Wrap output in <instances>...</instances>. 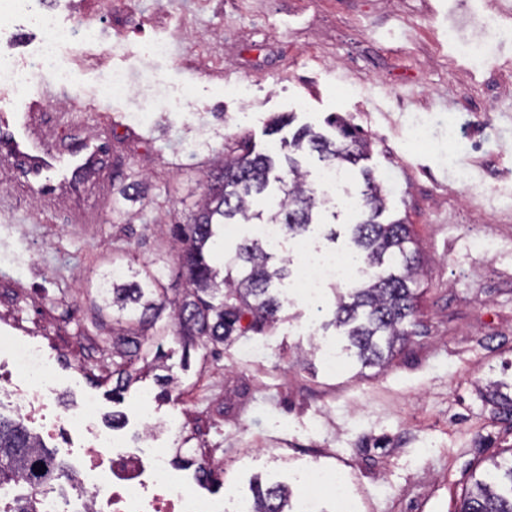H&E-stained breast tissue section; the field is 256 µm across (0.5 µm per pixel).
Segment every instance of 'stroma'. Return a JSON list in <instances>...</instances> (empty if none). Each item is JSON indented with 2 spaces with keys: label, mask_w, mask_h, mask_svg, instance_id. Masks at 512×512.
I'll return each mask as SVG.
<instances>
[{
  "label": "stroma",
  "mask_w": 512,
  "mask_h": 512,
  "mask_svg": "<svg viewBox=\"0 0 512 512\" xmlns=\"http://www.w3.org/2000/svg\"><path fill=\"white\" fill-rule=\"evenodd\" d=\"M61 24L84 19L91 37L59 50L58 81L45 70L26 85L92 103L79 133L106 134L112 200L90 197L95 224H74L68 205L42 208L16 183L0 182V360L24 340L56 367L63 403L92 400L104 422L138 444L162 425L158 444L223 462L215 494L247 491L252 477L332 468L349 478L356 512H456L491 454L512 448V425L495 419L479 390L512 388V42L466 31L492 48L485 70L469 67L448 26L512 0H29ZM42 32L28 14L0 22V54L25 66ZM168 45L145 58V41ZM130 91L100 93L106 71ZM112 114L104 130L102 114ZM333 135L328 116L345 118L370 143L348 173L360 197L366 175L388 189L384 220L410 224L423 261L418 326L385 368L347 361L328 371L324 346H340L328 323L336 292L305 302L281 287L279 321L224 350L184 353L162 341L177 377L159 396L143 368L113 404L112 352L92 325L91 293L111 263L141 269L160 262L170 294L185 280L170 228L188 223L205 176L240 138L273 147L268 126ZM458 136L449 140L448 127ZM426 139H407L411 126ZM309 234L326 253H344L357 214L336 206ZM336 239H329V230ZM293 495L303 493L294 484Z\"/></svg>",
  "instance_id": "obj_1"
}]
</instances>
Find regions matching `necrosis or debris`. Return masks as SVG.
Masks as SVG:
<instances>
[{"label": "necrosis or debris", "instance_id": "necrosis-or-debris-1", "mask_svg": "<svg viewBox=\"0 0 512 512\" xmlns=\"http://www.w3.org/2000/svg\"><path fill=\"white\" fill-rule=\"evenodd\" d=\"M35 24L46 38L27 69L21 70L6 57H0V85L21 87L35 80L43 69L57 65L61 45L85 37L82 21L61 27L52 12L35 15ZM354 273L337 256L305 248L303 272L298 288L307 300H315L328 282H344ZM12 371L7 394L24 417L42 421L46 432L61 438L77 437L71 448L72 472L80 482L74 496L44 495L43 512H251L240 497L224 499L199 493L202 475L186 479L171 467L168 449L156 447L152 435H144L137 447H130L98 418L92 401H85L70 414L58 411L55 370L40 353L24 341L8 347ZM303 483L309 494L300 496L299 512H322L319 489H329L340 512H355L343 474L314 469Z\"/></svg>", "mask_w": 512, "mask_h": 512}]
</instances>
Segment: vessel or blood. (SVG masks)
Listing matches in <instances>:
<instances>
[{
	"instance_id": "obj_1",
	"label": "vessel or blood",
	"mask_w": 512,
	"mask_h": 512,
	"mask_svg": "<svg viewBox=\"0 0 512 512\" xmlns=\"http://www.w3.org/2000/svg\"><path fill=\"white\" fill-rule=\"evenodd\" d=\"M82 107L72 102L65 112L45 113L41 96H0V168L19 180L42 202L63 201L77 224L94 223L81 202L88 195L108 197L111 186L104 176L109 158L100 136L80 137L76 146L58 145L54 131L79 124Z\"/></svg>"
}]
</instances>
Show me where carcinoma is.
<instances>
[{"mask_svg": "<svg viewBox=\"0 0 512 512\" xmlns=\"http://www.w3.org/2000/svg\"><path fill=\"white\" fill-rule=\"evenodd\" d=\"M331 139L310 127L280 139L279 153L257 152L248 140L206 175L204 196L189 224L173 227L175 244L186 281L181 296L170 298L160 269L147 267L125 277L109 269L100 275L98 311L112 309V395L121 396L139 379L134 365L149 356L147 337L176 336L184 352L199 346L227 345L234 336L258 334L279 321L282 308L275 284L286 279L285 264L274 261L271 248L255 237L240 243L222 268L212 250L226 224H280L283 233L305 235L327 200L300 171L294 154L310 149L330 168L356 166L366 159L367 139L342 118L331 122ZM277 183L278 200L265 210L254 201ZM386 194L372 177L367 179L360 207L364 221L351 227L353 255L372 270L365 280L338 295L333 324L343 329L363 367L392 360L412 336L420 293L421 257L411 230L401 220L378 221ZM495 415L512 423V395L492 383L481 392ZM46 467L40 474L37 469ZM495 471L473 479L458 512H512V461L494 463ZM36 478L45 492L68 476L67 467L51 456L37 437L19 422L0 416V501L3 512H39L36 493L26 488V475ZM253 512H294L291 491L282 482L250 487Z\"/></svg>", "mask_w": 512, "mask_h": 512, "instance_id": "carcinoma-1", "label": "carcinoma"}]
</instances>
